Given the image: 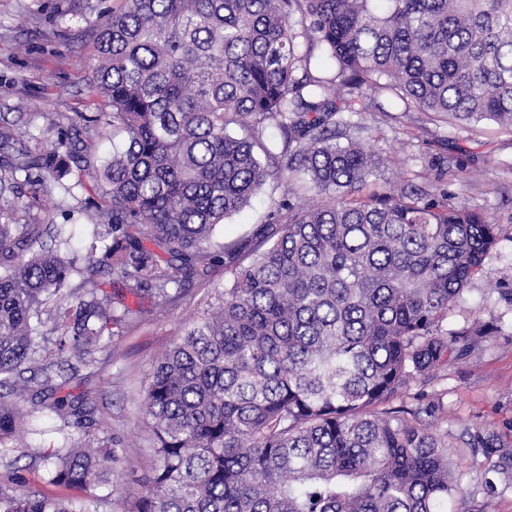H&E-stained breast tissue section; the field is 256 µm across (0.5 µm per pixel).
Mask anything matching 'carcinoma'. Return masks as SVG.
<instances>
[{"instance_id": "cac0c4a2", "label": "carcinoma", "mask_w": 512, "mask_h": 512, "mask_svg": "<svg viewBox=\"0 0 512 512\" xmlns=\"http://www.w3.org/2000/svg\"><path fill=\"white\" fill-rule=\"evenodd\" d=\"M94 38L92 87L110 111L59 115L49 148L31 113L0 124V376L69 430L34 454L48 483L94 489L121 460L112 437L86 441L105 426L69 380L220 267L227 283L147 377L156 466L126 512H447L455 498L486 512L512 486V425L466 432L499 475L478 504L455 480L443 405L411 390L492 333L446 323L498 225L435 184L360 196L381 157L351 130L385 111L371 90L404 113L512 133V0H123ZM108 129L98 167L82 134ZM73 176L108 221L63 257L13 216L70 193ZM270 179L319 201L278 204L253 240H215ZM50 335L77 361L65 375L38 365ZM22 424L0 392V444ZM85 509L19 476L0 491V512Z\"/></svg>"}]
</instances>
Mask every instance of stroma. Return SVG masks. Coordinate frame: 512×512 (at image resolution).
Returning a JSON list of instances; mask_svg holds the SVG:
<instances>
[{
    "label": "stroma",
    "mask_w": 512,
    "mask_h": 512,
    "mask_svg": "<svg viewBox=\"0 0 512 512\" xmlns=\"http://www.w3.org/2000/svg\"><path fill=\"white\" fill-rule=\"evenodd\" d=\"M121 0H0V122L14 121L18 113H35L31 126L43 143L55 138L51 122L60 113L102 112L106 105L93 94L88 80L97 64L90 36L103 13ZM364 142L381 149L384 165L367 193H396L407 179L419 176L448 191L456 203L484 212L499 227L500 243L485 259L448 313L455 330L479 321L493 332L482 346L439 373L430 392L443 395L444 414L438 429L447 430L449 455L455 475L467 491L478 489L492 463L463 447L461 436L477 426L503 428L512 421V133L482 122L460 127L414 113L371 112L365 117ZM467 167L459 179L449 159ZM87 189L71 194L54 191L42 197L36 209L39 223L59 224L68 250H79L88 231L81 202ZM271 186L252 198L250 206L226 219L218 240L252 237L270 223L274 207ZM223 270L211 282L198 284L164 315L133 325L116 347L100 350L94 367L82 369L81 381L69 389L91 392L98 414L112 433L123 457L110 485L85 494L89 512H122L151 477L155 456L142 427L141 400L148 373L157 356L171 347L182 328L203 309L213 286L223 284ZM24 436L0 447V485H11L22 472L30 490L53 493L42 465L28 452L56 446L62 439L58 423L40 413L25 418Z\"/></svg>",
    "instance_id": "35a3bbf8"
}]
</instances>
